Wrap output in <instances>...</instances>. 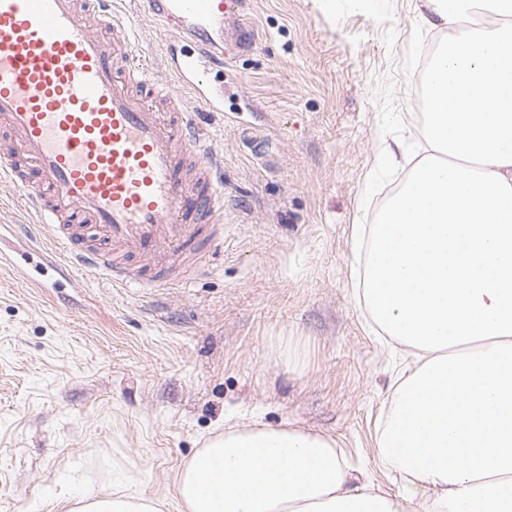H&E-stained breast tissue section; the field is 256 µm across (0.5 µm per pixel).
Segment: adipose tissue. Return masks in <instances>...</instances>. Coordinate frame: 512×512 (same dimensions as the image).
Segmentation results:
<instances>
[{
	"instance_id": "obj_1",
	"label": "adipose tissue",
	"mask_w": 512,
	"mask_h": 512,
	"mask_svg": "<svg viewBox=\"0 0 512 512\" xmlns=\"http://www.w3.org/2000/svg\"><path fill=\"white\" fill-rule=\"evenodd\" d=\"M445 32L422 77L419 137L384 149L406 178L371 226L361 302L411 367L393 388L376 454L400 498L349 484L333 439L295 427L228 428L175 482L182 512H512V0H425ZM59 478L50 508L160 512L133 483L96 496Z\"/></svg>"
}]
</instances>
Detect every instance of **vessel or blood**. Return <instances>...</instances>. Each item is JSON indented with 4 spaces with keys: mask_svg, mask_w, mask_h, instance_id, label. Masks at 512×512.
Listing matches in <instances>:
<instances>
[{
    "mask_svg": "<svg viewBox=\"0 0 512 512\" xmlns=\"http://www.w3.org/2000/svg\"><path fill=\"white\" fill-rule=\"evenodd\" d=\"M151 17L195 46L163 53L196 105L135 61L130 19L112 0H0V180L25 196L71 271L165 288L224 236V180L195 120L224 93V21L240 0H147ZM0 262L29 259L28 244Z\"/></svg>",
    "mask_w": 512,
    "mask_h": 512,
    "instance_id": "obj_1",
    "label": "vessel or blood"
}]
</instances>
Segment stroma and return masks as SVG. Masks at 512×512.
<instances>
[{
  "label": "stroma",
  "mask_w": 512,
  "mask_h": 512,
  "mask_svg": "<svg viewBox=\"0 0 512 512\" xmlns=\"http://www.w3.org/2000/svg\"><path fill=\"white\" fill-rule=\"evenodd\" d=\"M424 0H242L224 22V109L201 122L224 179V242L193 279L117 288L108 277L0 268V512H48L66 467L108 489L132 473L163 512L210 433L264 424L335 440L352 485L402 492L375 437L402 346L359 303L354 227L372 223L402 169L383 142L421 123ZM136 54L173 80L177 40L145 0H122Z\"/></svg>",
  "instance_id": "1"
}]
</instances>
